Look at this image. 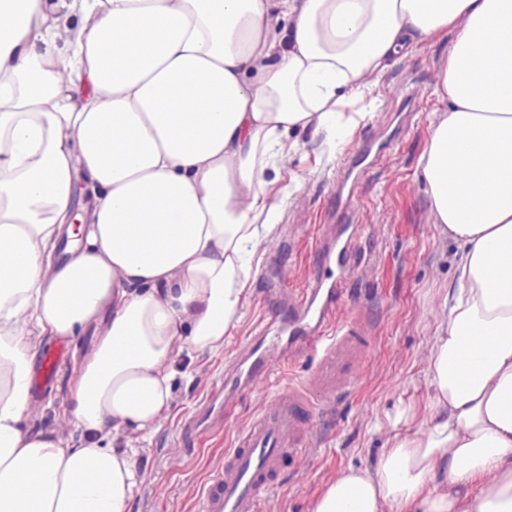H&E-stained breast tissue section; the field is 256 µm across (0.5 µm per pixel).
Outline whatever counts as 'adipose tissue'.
<instances>
[{
	"instance_id": "adipose-tissue-1",
	"label": "adipose tissue",
	"mask_w": 512,
	"mask_h": 512,
	"mask_svg": "<svg viewBox=\"0 0 512 512\" xmlns=\"http://www.w3.org/2000/svg\"><path fill=\"white\" fill-rule=\"evenodd\" d=\"M446 34L419 172L459 276L431 415L400 408L314 512H512V0H0V512H127L179 358L223 348L279 220L283 135L346 139L343 107ZM89 325L72 431L38 427L40 345Z\"/></svg>"
}]
</instances>
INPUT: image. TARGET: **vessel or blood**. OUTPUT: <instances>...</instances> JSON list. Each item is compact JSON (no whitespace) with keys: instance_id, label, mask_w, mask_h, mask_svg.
Instances as JSON below:
<instances>
[{"instance_id":"vessel-or-blood-1","label":"vessel or blood","mask_w":512,"mask_h":512,"mask_svg":"<svg viewBox=\"0 0 512 512\" xmlns=\"http://www.w3.org/2000/svg\"><path fill=\"white\" fill-rule=\"evenodd\" d=\"M359 230V225L341 224L335 235L316 233V247L324 263L335 267V274L318 273L299 287L275 289L274 307L232 365L233 371H245V378L237 380L231 391L224 383L213 385L212 393L222 397L223 406L209 423L194 415L184 420L186 436L200 440L223 433L243 392L302 357L320 358L310 376L283 387L235 429L223 464L201 491L199 512H262L286 459L310 452L316 419L331 416L336 396L353 386V378L343 374L344 367L366 366L374 341L362 319L346 314L355 301L348 282L355 271L351 260ZM58 364L54 352L44 355L32 396L52 383Z\"/></svg>"}]
</instances>
